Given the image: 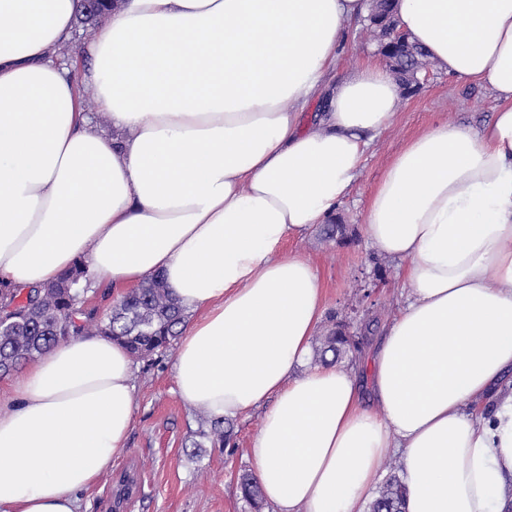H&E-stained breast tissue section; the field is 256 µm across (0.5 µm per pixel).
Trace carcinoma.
Here are the masks:
<instances>
[{
    "label": "carcinoma",
    "instance_id": "1",
    "mask_svg": "<svg viewBox=\"0 0 512 512\" xmlns=\"http://www.w3.org/2000/svg\"><path fill=\"white\" fill-rule=\"evenodd\" d=\"M393 61L391 71L407 76L428 57L422 47L405 40ZM89 291L90 275L81 263L56 282L27 292L1 279L0 376L70 336H106L123 345L136 360L163 355L182 336L185 309L160 279L145 282L104 314L84 308ZM374 325L373 320L364 321L355 336L333 324L319 340L315 361L333 364L348 353L360 351ZM198 437L196 448L204 447L206 442L212 448H226L233 441V427L229 419L209 415L202 419ZM401 470L396 464L390 467L368 512H405L406 488L399 475ZM237 489L252 512H264L262 490L253 474H240Z\"/></svg>",
    "mask_w": 512,
    "mask_h": 512
}]
</instances>
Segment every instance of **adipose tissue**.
<instances>
[{
    "label": "adipose tissue",
    "mask_w": 512,
    "mask_h": 512,
    "mask_svg": "<svg viewBox=\"0 0 512 512\" xmlns=\"http://www.w3.org/2000/svg\"><path fill=\"white\" fill-rule=\"evenodd\" d=\"M77 10L0 0V277L28 290L80 261L116 290L163 277L191 315L177 393L216 417L262 410L248 455L273 512H366L394 454L406 512H512V0L394 2L430 61L498 106L413 137L368 198L366 235L409 290L365 383L309 365L324 292L285 243L335 220L396 115L377 62L336 76L366 0H114L85 76L112 138L48 58ZM5 402L0 512H79L127 448L131 356L69 337Z\"/></svg>",
    "instance_id": "obj_1"
}]
</instances>
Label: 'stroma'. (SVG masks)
I'll return each mask as SVG.
<instances>
[{"label":"stroma","mask_w":512,"mask_h":512,"mask_svg":"<svg viewBox=\"0 0 512 512\" xmlns=\"http://www.w3.org/2000/svg\"><path fill=\"white\" fill-rule=\"evenodd\" d=\"M430 71L416 92L400 94L395 121L373 141L360 177L337 209L336 221L348 227V239L329 241L314 228L286 245L287 252L313 262L325 289L326 319L319 333H326L333 313L344 317L356 310L387 323L405 301L398 262L380 254L363 224L368 197L391 158L431 124L478 127L495 110L486 87L458 81L435 65ZM134 384L137 411L128 449L111 474L82 494V512H250L236 484L239 474L252 467L247 450L259 430L261 411L235 418L233 448L207 447L196 457L191 443L200 413L176 393L172 354L151 364L136 362ZM126 471L135 473L138 492L118 507L113 489Z\"/></svg>","instance_id":"obj_1"}]
</instances>
